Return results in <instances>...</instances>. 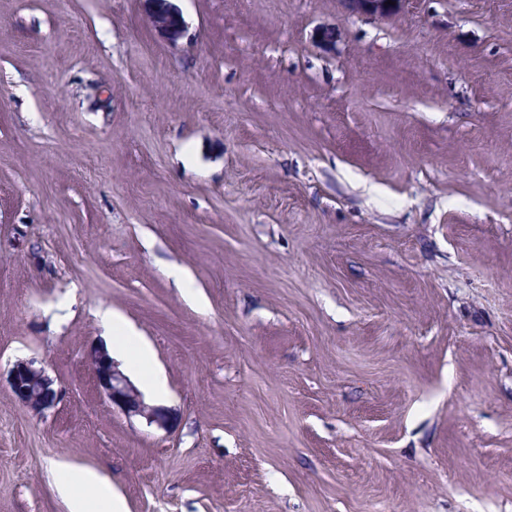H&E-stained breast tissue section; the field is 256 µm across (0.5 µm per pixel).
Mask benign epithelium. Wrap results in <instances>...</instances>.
Wrapping results in <instances>:
<instances>
[{"label":"benign epithelium","mask_w":512,"mask_h":512,"mask_svg":"<svg viewBox=\"0 0 512 512\" xmlns=\"http://www.w3.org/2000/svg\"><path fill=\"white\" fill-rule=\"evenodd\" d=\"M152 10L149 20L154 29L168 42L177 44L186 34V24L178 8L171 0H149ZM351 14L371 17H389L400 13L408 0H342ZM88 360L93 368L95 380L107 398L115 407L128 416H140L148 423L168 429L170 416L163 406L145 402L142 393L128 379L111 358L105 347L100 345L91 350ZM8 385L13 395L31 411L42 414L56 406L59 389L42 366L35 361H18L8 372Z\"/></svg>","instance_id":"obj_1"}]
</instances>
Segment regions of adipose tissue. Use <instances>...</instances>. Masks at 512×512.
I'll list each match as a JSON object with an SVG mask.
<instances>
[{
  "label": "adipose tissue",
  "mask_w": 512,
  "mask_h": 512,
  "mask_svg": "<svg viewBox=\"0 0 512 512\" xmlns=\"http://www.w3.org/2000/svg\"><path fill=\"white\" fill-rule=\"evenodd\" d=\"M99 315L102 322L116 332L115 337L107 345L110 356H132L147 388L156 397L165 398L167 389L152 370L150 352L136 342L131 329L121 328L118 317L110 309H101ZM52 471L63 476L56 487L66 498L69 512H128L124 500L114 493L111 486L95 471L81 470L71 473L68 472L66 465L60 463L54 464Z\"/></svg>",
  "instance_id": "1"
}]
</instances>
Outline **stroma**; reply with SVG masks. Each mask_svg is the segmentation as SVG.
<instances>
[{"label": "stroma", "instance_id": "stroma-1", "mask_svg": "<svg viewBox=\"0 0 512 512\" xmlns=\"http://www.w3.org/2000/svg\"><path fill=\"white\" fill-rule=\"evenodd\" d=\"M174 4L0 0V371L63 392L0 382V512H68L57 461L130 512H512V0ZM103 308L170 430L100 392ZM152 5L149 20L168 42L177 44L186 34V24L172 0H148ZM388 0H342L350 14L371 17H389L400 13L409 0H391L394 5H386ZM34 360L17 361L8 372V385L22 404L37 414L56 406L59 388L42 366Z\"/></svg>", "mask_w": 512, "mask_h": 512}]
</instances>
